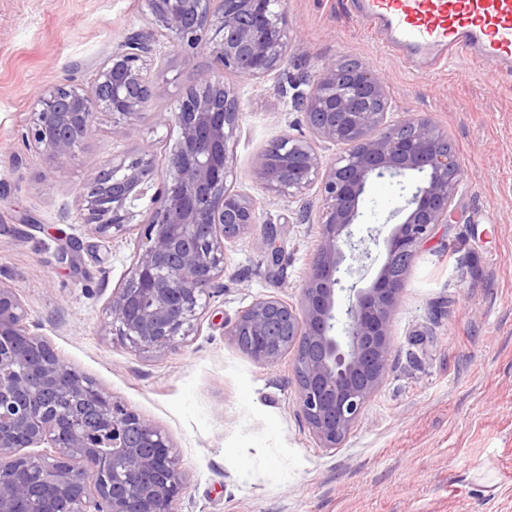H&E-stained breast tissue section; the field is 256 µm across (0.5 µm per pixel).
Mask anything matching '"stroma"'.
<instances>
[{"mask_svg": "<svg viewBox=\"0 0 512 512\" xmlns=\"http://www.w3.org/2000/svg\"><path fill=\"white\" fill-rule=\"evenodd\" d=\"M288 60L238 83L233 190L260 203L258 228L225 256L197 328L161 357L138 354L103 329L112 291L140 236L105 240L82 222L80 190L117 150L162 156L175 130L152 113L173 108L212 66L208 52H173L156 67L158 94L132 137L100 119L65 169L22 134L35 94L86 83L125 36L148 32L146 0H0V279L22 291L29 321L69 367L151 419L186 476L180 512H512V75L465 60L437 73L402 67L347 13L345 0H286ZM352 59L386 81L389 118L430 116L462 173L454 223L435 227L395 310L382 385L336 448L321 447L297 404L290 357L257 363L231 337L256 298L298 302L319 240L316 190L265 192L255 157L283 134H309L294 104L321 60ZM397 185L372 183L362 221L389 232ZM280 253L267 261L263 225Z\"/></svg>", "mask_w": 512, "mask_h": 512, "instance_id": "stroma-1", "label": "stroma"}]
</instances>
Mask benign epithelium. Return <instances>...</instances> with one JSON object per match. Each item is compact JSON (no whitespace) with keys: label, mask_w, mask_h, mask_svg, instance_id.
Listing matches in <instances>:
<instances>
[{"label":"benign epithelium","mask_w":512,"mask_h":512,"mask_svg":"<svg viewBox=\"0 0 512 512\" xmlns=\"http://www.w3.org/2000/svg\"><path fill=\"white\" fill-rule=\"evenodd\" d=\"M154 28L96 68L89 86L68 78L38 93L25 133L29 147L64 168L99 131V116L130 136L154 100L152 69L172 48L206 50L214 67L197 75L177 106L154 113L178 137L161 160L112 158L83 187L84 225L101 238L124 235L150 199L124 280L106 306L104 330L139 353L183 346L224 276L228 246L258 223L254 199L232 192L240 128L238 88L224 75L260 80L281 69L288 49L282 0H147ZM311 137L280 136L252 174L273 195L319 185V244L300 301L260 297L224 335L257 363L292 358L298 404L325 448H336L365 413L391 354L392 314L419 247L455 219L461 170L430 117L387 119L384 78L362 64L325 60L301 95ZM344 146L324 163L316 143ZM416 182L384 239L354 240L352 226L375 179ZM386 257L366 285L345 265L366 242ZM108 446L103 455L98 448ZM185 475L169 439L91 378L63 364L32 330L20 290L0 280V512H178Z\"/></svg>","instance_id":"obj_1"}]
</instances>
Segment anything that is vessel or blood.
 Segmentation results:
<instances>
[{
	"label": "vessel or blood",
	"instance_id": "b4317fda",
	"mask_svg": "<svg viewBox=\"0 0 512 512\" xmlns=\"http://www.w3.org/2000/svg\"><path fill=\"white\" fill-rule=\"evenodd\" d=\"M348 6L410 67L448 57L512 68V0H348Z\"/></svg>",
	"mask_w": 512,
	"mask_h": 512
}]
</instances>
